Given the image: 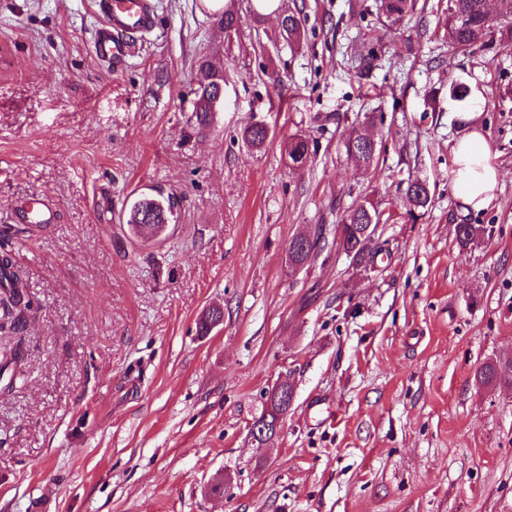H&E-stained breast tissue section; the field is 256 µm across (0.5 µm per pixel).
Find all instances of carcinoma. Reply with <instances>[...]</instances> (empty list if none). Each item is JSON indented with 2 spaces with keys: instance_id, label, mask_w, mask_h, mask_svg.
<instances>
[{
  "instance_id": "1",
  "label": "carcinoma",
  "mask_w": 512,
  "mask_h": 512,
  "mask_svg": "<svg viewBox=\"0 0 512 512\" xmlns=\"http://www.w3.org/2000/svg\"><path fill=\"white\" fill-rule=\"evenodd\" d=\"M415 0H382V7L388 16H400L413 8ZM497 16L508 19L501 25L496 19L489 17L487 0H454L448 7V43L458 47L483 46L486 38L494 32L512 41V0H498ZM280 31L284 32L288 40H296L301 35L300 15L293 12H282L279 17ZM224 85V75L216 71L210 64L203 62L199 66L196 117L204 120L207 116L205 101L213 92ZM470 94L468 86L464 83H454L449 87V98L460 108L467 106V98ZM242 140L253 148L262 147L268 138V129L261 125L245 128L241 135ZM372 143L371 134L365 131H356L345 142L346 151L355 153L357 161L364 167L371 166L376 153L369 150ZM311 153L309 142L300 137H293L288 141V158L294 164L306 162ZM405 196L409 199L412 209L409 217L413 220L419 217V212L426 209L429 203V191L426 182L415 178L408 179L405 188ZM177 201L172 196L143 194L136 198L130 205L126 223L132 226L134 232L149 240L156 236L165 225L170 224L175 218V206ZM380 215L377 207L370 201L358 205L342 219L344 230V254L351 258L352 262L367 268L372 262L373 256L370 244L372 239L364 237L360 233L362 224H376ZM480 228L473 224L456 225V238L458 243L465 247L473 241ZM25 283L21 276V270L14 257L8 251L0 253V319L6 320L0 324V334L19 333L25 326L30 301L26 300ZM224 312L219 306H212L209 311L202 314L197 321V331L201 336H207L210 329L223 321ZM22 354L20 347L12 349L11 357L0 356V375L10 373L7 386H12L21 374L18 364ZM512 378V363L485 362L475 373V379L489 385L502 379Z\"/></svg>"
}]
</instances>
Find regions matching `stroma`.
<instances>
[{"instance_id":"1","label":"stroma","mask_w":512,"mask_h":512,"mask_svg":"<svg viewBox=\"0 0 512 512\" xmlns=\"http://www.w3.org/2000/svg\"><path fill=\"white\" fill-rule=\"evenodd\" d=\"M381 2L283 0L293 45L251 0L231 36L199 0H156L113 69L90 52L93 0H0V250L31 300L24 377L0 392V512H512V384L474 378L512 359V43L450 46L448 0L399 18ZM204 60L224 107L202 126ZM456 79L502 170L477 213L451 181ZM369 116L363 169L344 142ZM259 121L254 151L241 132ZM293 134L311 145L299 168ZM411 177L431 194L414 221ZM158 190L180 207L146 242L125 216ZM36 194L60 221L29 232L9 212ZM368 201L365 271L334 229ZM459 224L482 234L460 246ZM317 229L326 247L289 272L290 239ZM213 305L224 323L199 336ZM281 379L293 406L253 447ZM198 88H197V106H196V117L200 122L207 116V109L205 107V101L213 92L219 90L221 86H224V75L219 74L210 64L202 62L198 69ZM224 101V88L214 94L208 103L210 112H215L217 106Z\"/></svg>"}]
</instances>
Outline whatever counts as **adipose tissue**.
I'll list each match as a JSON object with an SVG mask.
<instances>
[{
  "instance_id": "1",
  "label": "adipose tissue",
  "mask_w": 512,
  "mask_h": 512,
  "mask_svg": "<svg viewBox=\"0 0 512 512\" xmlns=\"http://www.w3.org/2000/svg\"><path fill=\"white\" fill-rule=\"evenodd\" d=\"M461 118L467 131L451 147V179L462 204L478 212L494 199L502 172L475 113H462Z\"/></svg>"
}]
</instances>
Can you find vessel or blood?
<instances>
[{
  "label": "vessel or blood",
  "mask_w": 512,
  "mask_h": 512,
  "mask_svg": "<svg viewBox=\"0 0 512 512\" xmlns=\"http://www.w3.org/2000/svg\"><path fill=\"white\" fill-rule=\"evenodd\" d=\"M99 24L91 37V50L101 63L118 69L135 55V47L156 26L154 0H95ZM20 223L33 227L55 221L51 201L27 198L16 213Z\"/></svg>",
  "instance_id": "b4317fda"
}]
</instances>
